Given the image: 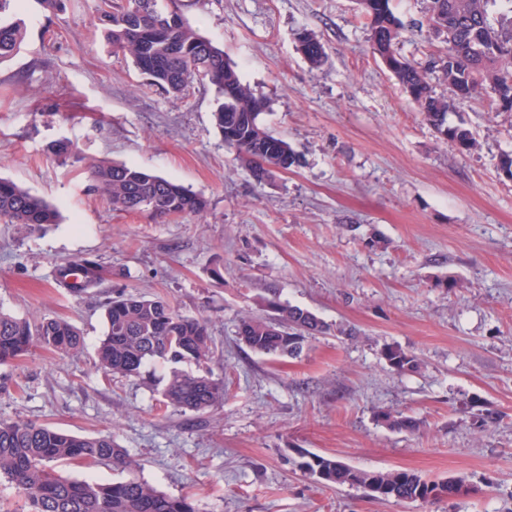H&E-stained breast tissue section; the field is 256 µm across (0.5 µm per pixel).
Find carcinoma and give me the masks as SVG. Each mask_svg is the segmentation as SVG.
<instances>
[{
	"instance_id": "cac0c4a2",
	"label": "carcinoma",
	"mask_w": 512,
	"mask_h": 512,
	"mask_svg": "<svg viewBox=\"0 0 512 512\" xmlns=\"http://www.w3.org/2000/svg\"><path fill=\"white\" fill-rule=\"evenodd\" d=\"M23 0H0V63L16 56L26 38L25 22L12 14ZM496 0H430L427 26L443 37L446 49L421 65L396 47L402 23L391 0H356L368 32L370 53L402 85L425 120L461 150L474 145L472 132L448 125V112L459 101L480 100L493 112H512V0L496 21L489 7ZM96 21L116 53L130 56L149 85L180 95L195 81L215 87L213 119L224 144L252 159V174L264 181L272 170L297 163L290 143L270 134L260 115L269 101L245 87L224 51L197 33L181 14L176 0H99ZM299 50L314 67L326 57L324 45L302 32ZM442 73L448 95H439L428 81ZM89 189L106 198L115 211H147L159 218L198 213L205 201L190 189L149 170L121 163L88 164ZM0 220L6 224H54L57 211L12 181L0 179ZM102 269L89 259L68 261L56 269L59 285L86 292L101 280ZM274 317H245L237 335L249 349L271 357L296 356L305 336L327 327L311 312L271 301ZM106 331L100 342L98 367L105 373L139 378L147 364L162 359L175 365L162 390L167 405L201 411L224 400V381L195 375L178 364L202 365L212 355L208 321L176 312L166 301L120 293L105 309ZM83 338L60 319L31 322L0 312V363L40 347L69 353ZM383 356L399 374L418 368L417 358L399 346ZM378 421L392 430L413 432L418 422L380 411ZM105 461L126 473L112 483L76 480L56 470L58 463ZM298 467L325 486L362 487L376 499L396 502H438L462 492L456 479L433 481L405 470L365 471L314 453L301 455ZM141 465L119 447L112 435L80 436L48 426L0 420V476L8 479L22 505L19 512H196L190 498L157 490L139 475Z\"/></svg>"
}]
</instances>
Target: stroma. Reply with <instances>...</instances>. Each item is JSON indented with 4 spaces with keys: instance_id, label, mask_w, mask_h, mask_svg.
<instances>
[{
    "instance_id": "stroma-1",
    "label": "stroma",
    "mask_w": 512,
    "mask_h": 512,
    "mask_svg": "<svg viewBox=\"0 0 512 512\" xmlns=\"http://www.w3.org/2000/svg\"><path fill=\"white\" fill-rule=\"evenodd\" d=\"M96 0L27 5L20 52L0 63V178L54 205L58 223L0 222V311L63 319L75 353L44 349L0 364V419L82 436L112 434L159 491L197 512H512V112L473 100L449 112L476 149L459 151L423 121L368 50L355 0H180L186 21L270 100L263 126L300 162L256 183L213 120L214 88L179 96L147 86L94 21ZM427 0H392L400 52L433 50ZM307 31L325 49L311 66ZM73 142L81 161L49 152ZM93 160L147 169L201 196V213L161 221L113 210L89 189ZM75 257L104 270L75 294L55 279ZM159 297L208 318L222 404L165 406L171 366L140 379L103 374L96 349L114 291ZM308 309L329 328L298 357L237 339L242 317L270 299ZM413 353L400 374L386 347ZM416 419L394 431L378 411ZM495 414L482 423L484 414ZM368 471L462 480L434 504L384 501L327 487L301 453ZM299 50L308 61V63L314 67L319 66L326 57V51L324 45L311 34L301 32L298 38ZM315 43L316 46L309 48L311 44Z\"/></svg>"
}]
</instances>
